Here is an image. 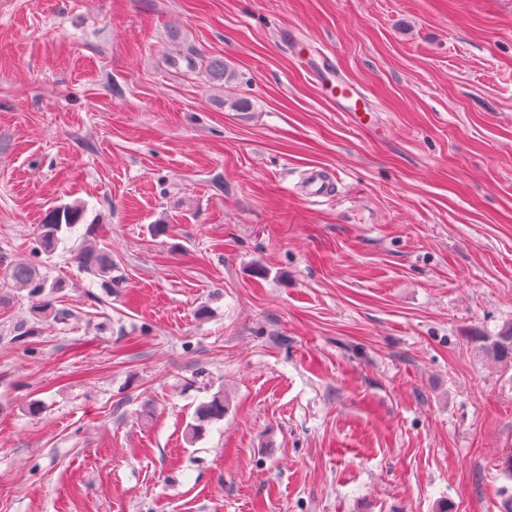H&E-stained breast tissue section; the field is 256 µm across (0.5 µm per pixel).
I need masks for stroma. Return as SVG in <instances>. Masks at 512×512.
Listing matches in <instances>:
<instances>
[{"mask_svg": "<svg viewBox=\"0 0 512 512\" xmlns=\"http://www.w3.org/2000/svg\"><path fill=\"white\" fill-rule=\"evenodd\" d=\"M72 204L125 283L6 288L0 512H504L512 0H0V271ZM331 179L329 175L320 169L310 170L304 180V192L307 198L318 199L329 195ZM225 411L223 392H217L208 401L202 402L195 412L196 424L191 425L192 436L202 431L206 424L222 420Z\"/></svg>", "mask_w": 512, "mask_h": 512, "instance_id": "stroma-1", "label": "stroma"}]
</instances>
